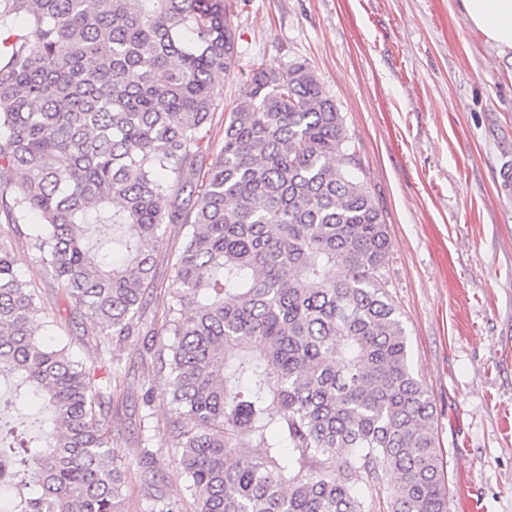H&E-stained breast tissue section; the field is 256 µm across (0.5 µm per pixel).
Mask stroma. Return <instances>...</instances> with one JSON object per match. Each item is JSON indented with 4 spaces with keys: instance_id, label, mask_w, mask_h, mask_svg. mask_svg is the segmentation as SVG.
Wrapping results in <instances>:
<instances>
[{
    "instance_id": "stroma-1",
    "label": "stroma",
    "mask_w": 512,
    "mask_h": 512,
    "mask_svg": "<svg viewBox=\"0 0 512 512\" xmlns=\"http://www.w3.org/2000/svg\"><path fill=\"white\" fill-rule=\"evenodd\" d=\"M239 67L208 132L253 63L307 61L345 117L357 161L382 208L392 247L388 291L410 343L412 370L435 406L448 512H464L457 484L482 512H512V51L467 25L457 0H224ZM39 218L0 209V243L43 305L37 332L68 346L99 382L119 372L109 438L127 470L125 512H151L137 450L160 465L156 482L180 512H194L169 440L170 379L155 356L173 264L186 230L166 228L138 329L101 351L91 321L67 298L29 235Z\"/></svg>"
}]
</instances>
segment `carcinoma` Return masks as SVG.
Listing matches in <instances>:
<instances>
[{
    "instance_id": "cac0c4a2",
    "label": "carcinoma",
    "mask_w": 512,
    "mask_h": 512,
    "mask_svg": "<svg viewBox=\"0 0 512 512\" xmlns=\"http://www.w3.org/2000/svg\"><path fill=\"white\" fill-rule=\"evenodd\" d=\"M2 32L0 169L21 180L0 206L41 216L31 243L101 346L133 335L163 226L189 227L160 370L196 512H447L387 224L315 70L253 64L214 156L239 61L224 0H0ZM41 311L0 245V383L49 410L37 438L0 432V483L31 484L19 512H123L112 386L38 341ZM138 463L175 512L156 454Z\"/></svg>"
}]
</instances>
